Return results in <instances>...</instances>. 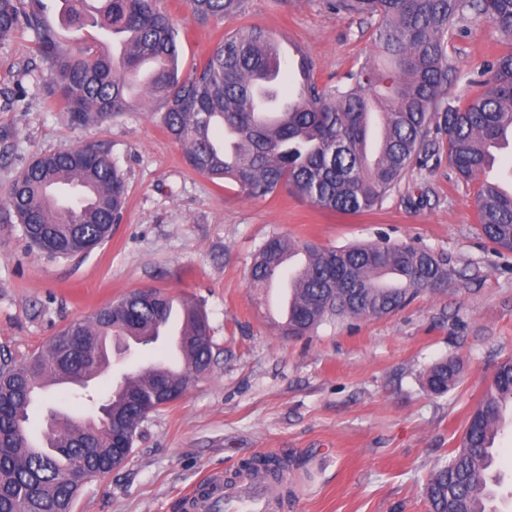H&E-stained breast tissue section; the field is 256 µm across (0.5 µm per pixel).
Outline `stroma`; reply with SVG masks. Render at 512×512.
<instances>
[{"instance_id": "stroma-1", "label": "stroma", "mask_w": 512, "mask_h": 512, "mask_svg": "<svg viewBox=\"0 0 512 512\" xmlns=\"http://www.w3.org/2000/svg\"><path fill=\"white\" fill-rule=\"evenodd\" d=\"M158 5L179 31L185 73L244 25L301 46L326 86L376 53L377 19L336 13L326 0H244L240 13L205 24L186 0ZM460 27L449 55L460 75L451 92L464 103L477 92L470 73L506 47L490 23ZM48 79L31 32L0 41V130L10 133L0 142V197L38 154L96 143L123 173L127 203L109 241L72 259L48 257L19 225L0 224V359L25 362L65 325L143 287L200 302L215 343L210 368L148 416L128 458L85 484L73 512H177L206 472L262 455L288 461V512H428L430 471L459 446L496 366L512 358V252H495L483 235V182L459 177L445 137L435 135L425 164L379 208L345 215L284 192L250 199L191 171L159 114L139 106L103 125L72 126L48 99ZM274 234L325 247L408 242L447 257L451 278L404 309L289 337L248 280ZM167 355L161 341L112 355L96 395ZM446 360L458 364L459 380L437 395L426 373ZM52 410L94 412L66 388L49 389L32 433Z\"/></svg>"}]
</instances>
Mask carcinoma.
I'll return each mask as SVG.
<instances>
[{
	"label": "carcinoma",
	"mask_w": 512,
	"mask_h": 512,
	"mask_svg": "<svg viewBox=\"0 0 512 512\" xmlns=\"http://www.w3.org/2000/svg\"><path fill=\"white\" fill-rule=\"evenodd\" d=\"M242 0H187L200 19L220 20L237 12ZM70 27L101 31L98 45L63 43L48 22V0H0V41L23 28L34 36L41 61L50 71L47 95L56 99L74 125L108 123L137 104L161 112L162 124L184 148L189 167L211 180L230 181L247 198L272 197L286 190L315 206L341 214L377 208L406 172L428 156L431 135L448 140V160L465 180L494 161L493 150L512 134V0H328L329 8L357 17H378L377 53L389 64L366 61L332 89L320 87L311 63L301 59L304 81L297 93L282 97L271 88V104L295 100L280 121L263 125L253 112L256 76H281L282 55L272 37L257 27H240L224 36L191 72L179 73L178 31L157 0H63ZM491 23L509 45L483 66V91L465 106L450 94L457 80L449 42L460 22ZM159 67L136 81L141 60ZM388 94L375 101L383 116L378 159L369 163L371 95L383 85ZM127 186L123 174L101 146L82 145L35 158L0 199V224H18L25 238L54 258L85 255L106 243L121 222ZM481 230L495 246L512 251V192L488 183L478 197ZM307 256L296 299L279 329L303 336L324 322L380 317L406 306L418 293L448 283L446 261L431 250L406 242L321 248L272 235L254 255L250 283L267 287L281 274L283 258ZM386 271L399 275L395 288H381ZM154 301L134 290L91 318L59 330L46 351L21 365L0 362V512H73L81 483L67 481L87 458L103 476L120 465L113 447L118 437L134 439L139 425L168 404L158 390L167 379L180 391L191 375L213 360L210 325L201 305L187 302L186 357L178 374L143 370L111 392L88 425L57 421L42 447L27 431L30 411L45 379L67 375L93 400L87 379L101 357V341L134 336L154 343L150 328L166 321L167 294L151 289ZM452 361L427 374L428 387L445 394L458 380ZM512 410V360L496 369L490 386L471 411L460 448L433 469L426 485L429 512H497L485 507L495 495L490 472L500 421Z\"/></svg>",
	"instance_id": "carcinoma-1"
}]
</instances>
